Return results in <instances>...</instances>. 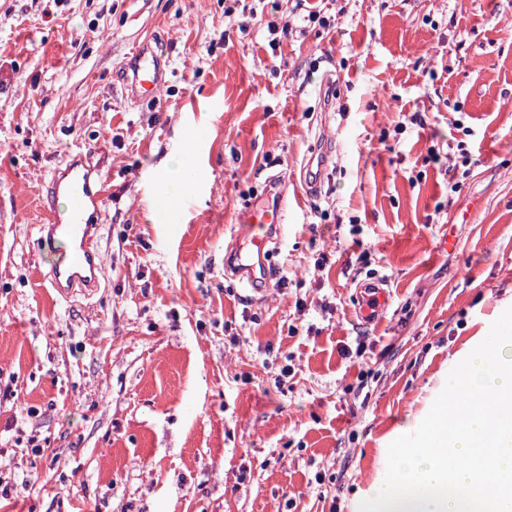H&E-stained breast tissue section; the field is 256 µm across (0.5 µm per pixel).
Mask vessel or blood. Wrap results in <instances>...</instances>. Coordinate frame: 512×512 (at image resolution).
I'll use <instances>...</instances> for the list:
<instances>
[{
  "mask_svg": "<svg viewBox=\"0 0 512 512\" xmlns=\"http://www.w3.org/2000/svg\"><path fill=\"white\" fill-rule=\"evenodd\" d=\"M161 60V55L150 49L135 53L130 61L129 90L133 97H155L164 82ZM49 186L44 202L48 221L40 225L39 232L51 286L65 297L78 290H94L101 274L98 222L102 218L105 181L99 170L75 158L53 175ZM69 194L81 198V208H59L60 197ZM286 210V193L279 180H271L263 199L245 210L224 259L225 275L239 279L253 292L264 291L270 280L267 257L281 235ZM389 299L387 281L365 285L359 308L361 319L374 320L388 306Z\"/></svg>",
  "mask_w": 512,
  "mask_h": 512,
  "instance_id": "vessel-or-blood-1",
  "label": "vessel or blood"
}]
</instances>
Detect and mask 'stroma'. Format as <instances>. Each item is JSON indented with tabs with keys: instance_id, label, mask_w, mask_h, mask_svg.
<instances>
[{
	"instance_id": "35a3bbf8",
	"label": "stroma",
	"mask_w": 512,
	"mask_h": 512,
	"mask_svg": "<svg viewBox=\"0 0 512 512\" xmlns=\"http://www.w3.org/2000/svg\"><path fill=\"white\" fill-rule=\"evenodd\" d=\"M273 19L291 24L276 48ZM143 46L165 73L149 102L128 90ZM192 130L197 181L163 223L157 172ZM77 153L108 178L103 264L64 298L40 200ZM276 175L287 230L255 293L224 252ZM379 278L390 303L366 324L358 286ZM510 307L512 0H0L13 512H359Z\"/></svg>"
}]
</instances>
